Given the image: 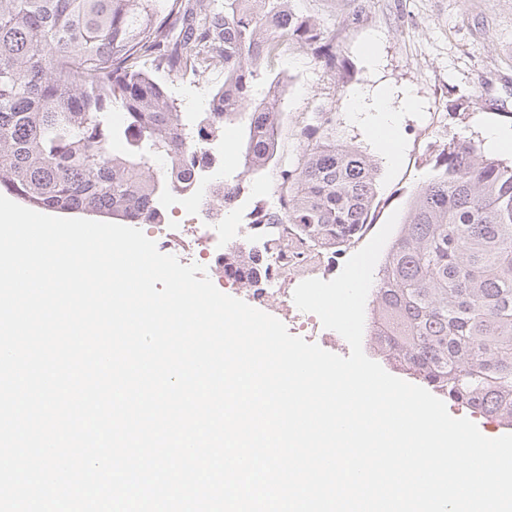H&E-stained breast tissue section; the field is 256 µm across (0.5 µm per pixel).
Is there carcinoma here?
<instances>
[{
	"mask_svg": "<svg viewBox=\"0 0 512 512\" xmlns=\"http://www.w3.org/2000/svg\"><path fill=\"white\" fill-rule=\"evenodd\" d=\"M290 46L335 65V37L293 0H0V190L41 210L160 224L156 198L190 188L196 146L233 126L235 163L280 169V206H255L254 225L291 224L339 252L371 223L378 163L336 143L326 112L302 129L298 165L281 162L275 62ZM216 62L224 83L193 133L155 73L199 77ZM245 189L224 181L216 204ZM267 274L252 246L224 254V276L248 288ZM370 315L373 350L392 368L512 427V160L463 135L435 150Z\"/></svg>",
	"mask_w": 512,
	"mask_h": 512,
	"instance_id": "cac0c4a2",
	"label": "carcinoma"
}]
</instances>
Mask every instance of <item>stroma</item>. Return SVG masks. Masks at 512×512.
Instances as JSON below:
<instances>
[{"instance_id": "obj_1", "label": "stroma", "mask_w": 512, "mask_h": 512, "mask_svg": "<svg viewBox=\"0 0 512 512\" xmlns=\"http://www.w3.org/2000/svg\"><path fill=\"white\" fill-rule=\"evenodd\" d=\"M298 9L336 36V65L326 67L311 52L286 51L276 70L287 78L279 131L281 159L296 161L300 131L310 113H330L336 140L370 155L378 150L351 107L350 94H373L388 86L410 95L396 136L403 145L396 164L380 161L377 209L361 238L337 253L313 248L311 264L335 278L346 261L384 225L393 211H407L411 192L429 168L433 146L465 134L482 142L485 129H512V0H298ZM376 45L368 61V43ZM179 111H202L204 97L224 81V66L199 78L163 75ZM477 99L464 111L451 103Z\"/></svg>"}]
</instances>
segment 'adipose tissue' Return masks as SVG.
I'll use <instances>...</instances> for the list:
<instances>
[{
	"label": "adipose tissue",
	"instance_id": "ef3b65f1",
	"mask_svg": "<svg viewBox=\"0 0 512 512\" xmlns=\"http://www.w3.org/2000/svg\"><path fill=\"white\" fill-rule=\"evenodd\" d=\"M394 97V90L388 87L380 89L370 100L361 91L352 94L354 110L366 113L373 137L391 163L397 161L402 151V145L395 134L400 110L393 104Z\"/></svg>",
	"mask_w": 512,
	"mask_h": 512
}]
</instances>
